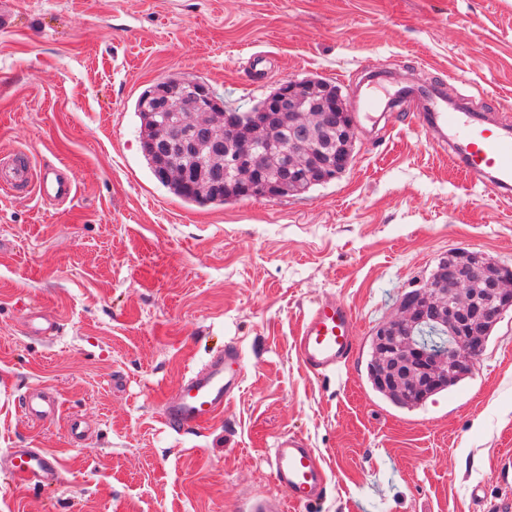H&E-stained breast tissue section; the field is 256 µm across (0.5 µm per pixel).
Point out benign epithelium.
I'll use <instances>...</instances> for the list:
<instances>
[{"mask_svg": "<svg viewBox=\"0 0 512 512\" xmlns=\"http://www.w3.org/2000/svg\"><path fill=\"white\" fill-rule=\"evenodd\" d=\"M348 111L342 96L327 104L317 90L288 82L270 100L268 110L258 113L245 138L237 136L241 125L237 113L202 105L186 111L183 123L188 131L159 135L151 149L162 175L172 180L183 176L179 157L208 149L209 185L219 191L224 176L255 143L271 137L278 125L286 123L296 138L288 143V166L280 169V174L298 187L314 176L324 180L337 177L351 164L354 129L344 122ZM457 255L458 263L405 294L395 316L379 327L372 370L380 388L395 399L415 396L424 400L449 381L469 377L490 331L512 305L511 277L489 274L472 261L470 251L460 250ZM476 280L483 283L479 299L472 288ZM423 323L448 329L453 342L447 352L435 354L418 344L413 333Z\"/></svg>", "mask_w": 512, "mask_h": 512, "instance_id": "benign-epithelium-1", "label": "benign epithelium"}]
</instances>
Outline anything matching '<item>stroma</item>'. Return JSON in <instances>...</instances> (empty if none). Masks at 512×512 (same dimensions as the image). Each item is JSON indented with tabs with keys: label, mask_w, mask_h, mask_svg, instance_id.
<instances>
[{
	"label": "stroma",
	"mask_w": 512,
	"mask_h": 512,
	"mask_svg": "<svg viewBox=\"0 0 512 512\" xmlns=\"http://www.w3.org/2000/svg\"><path fill=\"white\" fill-rule=\"evenodd\" d=\"M444 87L512 122V0H0V156L67 171L70 202L0 194V512H248L281 498L265 462L300 435L328 483L295 512H497L512 500V311L473 374L414 409L368 376L371 340L449 252L512 266V199L470 186L418 129L356 126L341 177L308 192L188 203L151 173L135 105L201 78L248 110L288 81L353 99L364 72ZM357 318L332 374L295 340L320 298ZM40 307L59 323L38 336ZM246 371L223 412L175 432L160 400L225 345ZM41 388L53 420L28 421ZM89 437L74 442L70 422ZM45 448L60 483L20 485L7 451Z\"/></svg>",
	"instance_id": "obj_1"
}]
</instances>
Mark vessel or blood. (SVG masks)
Wrapping results in <instances>:
<instances>
[{
  "instance_id": "obj_1",
  "label": "vessel or blood",
  "mask_w": 512,
  "mask_h": 512,
  "mask_svg": "<svg viewBox=\"0 0 512 512\" xmlns=\"http://www.w3.org/2000/svg\"><path fill=\"white\" fill-rule=\"evenodd\" d=\"M422 97L416 114L418 128L441 143L448 163L473 186L492 190L498 197H512V127L493 121L487 113L449 105L439 93L419 95L417 88L400 87L394 94L390 114L400 112V104ZM0 189L22 195L36 191L42 200L62 203L74 198L76 187L66 171L36 170L30 156L20 152L0 165ZM357 327L351 307L325 297L316 301L303 316L296 350L301 364L316 375L331 373L348 361ZM245 374L244 360L231 345L214 355L200 369L192 371L178 388L164 396L162 418L173 431L203 426L231 400ZM27 417L45 423L55 413L53 398L41 392L24 399ZM11 473L21 484L52 485L59 475V461L42 448H14L9 452ZM267 464L284 504L306 505L319 500L327 475L320 458L305 440L292 433L275 437Z\"/></svg>"
}]
</instances>
